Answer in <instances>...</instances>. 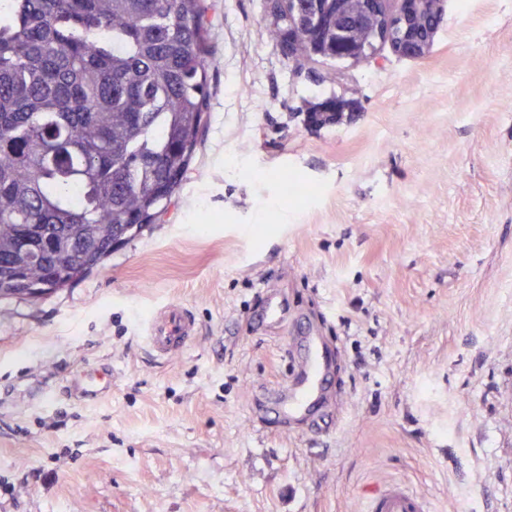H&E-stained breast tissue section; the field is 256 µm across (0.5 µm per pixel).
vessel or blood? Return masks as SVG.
Instances as JSON below:
<instances>
[{"label": "vessel or blood", "mask_w": 512, "mask_h": 512, "mask_svg": "<svg viewBox=\"0 0 512 512\" xmlns=\"http://www.w3.org/2000/svg\"><path fill=\"white\" fill-rule=\"evenodd\" d=\"M255 319L270 327H290L289 353L292 372L289 383L274 388L267 408L269 416L281 422L314 419L326 404L328 383L333 373L324 339L314 329L289 326L288 308L275 293H267L257 309ZM194 324L188 312L179 306L168 307L154 315L146 326V340L158 355L180 351L192 338ZM82 398L94 399L109 390L105 377L83 372L77 377ZM364 512H431L428 502L394 485L369 498Z\"/></svg>", "instance_id": "b4317fda"}]
</instances>
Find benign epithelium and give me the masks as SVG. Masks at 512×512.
<instances>
[{
	"mask_svg": "<svg viewBox=\"0 0 512 512\" xmlns=\"http://www.w3.org/2000/svg\"><path fill=\"white\" fill-rule=\"evenodd\" d=\"M444 0H291L288 3V59L343 57L370 59L387 46L393 52L422 59L432 50L444 15ZM350 104L325 99L306 114L342 118Z\"/></svg>",
	"mask_w": 512,
	"mask_h": 512,
	"instance_id": "7a95c632",
	"label": "benign epithelium"
}]
</instances>
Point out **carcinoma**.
Returning a JSON list of instances; mask_svg holds the SVG:
<instances>
[{"label": "carcinoma", "mask_w": 512, "mask_h": 512, "mask_svg": "<svg viewBox=\"0 0 512 512\" xmlns=\"http://www.w3.org/2000/svg\"><path fill=\"white\" fill-rule=\"evenodd\" d=\"M214 62L204 0H0V298L79 281L168 208Z\"/></svg>", "instance_id": "obj_1"}]
</instances>
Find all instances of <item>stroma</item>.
Instances as JSON below:
<instances>
[{
    "mask_svg": "<svg viewBox=\"0 0 512 512\" xmlns=\"http://www.w3.org/2000/svg\"><path fill=\"white\" fill-rule=\"evenodd\" d=\"M208 5L171 205L79 283L0 298V512H362L391 482L512 512V0H446L426 58L363 62L287 60L266 0ZM332 95L342 121L308 125ZM267 289L342 349L308 426L266 415L290 373ZM171 303L196 334L164 360L144 321ZM350 108V104L340 98L325 99L313 106L306 114L309 124H315L319 119V113H331V116L338 121L342 118L343 112ZM81 397L95 399L109 390V382L96 372H83L76 378Z\"/></svg>",
    "mask_w": 512,
    "mask_h": 512,
    "instance_id": "35a3bbf8",
    "label": "stroma"
}]
</instances>
